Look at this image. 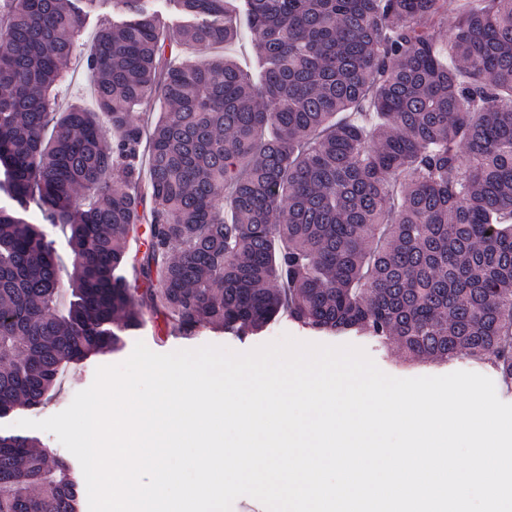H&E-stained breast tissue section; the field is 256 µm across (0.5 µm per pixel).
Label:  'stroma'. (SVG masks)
<instances>
[{
  "instance_id": "35a3bbf8",
  "label": "stroma",
  "mask_w": 512,
  "mask_h": 512,
  "mask_svg": "<svg viewBox=\"0 0 512 512\" xmlns=\"http://www.w3.org/2000/svg\"><path fill=\"white\" fill-rule=\"evenodd\" d=\"M290 335L298 340L329 345L351 344L361 347L373 359L376 365L387 375L398 378L444 375L458 370L472 371L490 377L500 400L512 403V384L505 382L499 372L491 365L473 360L466 355L457 356L446 363L403 361L401 352L385 341L361 333L331 335L319 333L282 318L271 324L264 332L257 335L234 336L220 333L210 328L198 329L195 335L184 336L166 325L162 317H146L144 325L124 338L121 350L91 357L81 364L67 369L59 384L52 392L51 400L45 405L33 408H17L6 414H0V436L22 437L37 441L41 449L51 451L54 455L68 461L71 467H78L79 462L58 441L54 434L38 429L18 427L21 419L43 420L67 408L74 395L88 388L97 367L117 364L127 359L136 342L144 344L153 352L169 353L179 349H193L212 344L228 348L235 352H245L257 346Z\"/></svg>"
}]
</instances>
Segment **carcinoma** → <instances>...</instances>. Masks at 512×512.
<instances>
[{
	"instance_id": "carcinoma-1",
	"label": "carcinoma",
	"mask_w": 512,
	"mask_h": 512,
	"mask_svg": "<svg viewBox=\"0 0 512 512\" xmlns=\"http://www.w3.org/2000/svg\"><path fill=\"white\" fill-rule=\"evenodd\" d=\"M100 2L0 0V413L148 312L185 335L285 315L512 383V0H171L200 51L246 23L257 76L228 56L159 66L146 0H112L86 48ZM75 57L94 106L61 111ZM48 227L68 234L65 281ZM36 447L0 437V512H79Z\"/></svg>"
}]
</instances>
